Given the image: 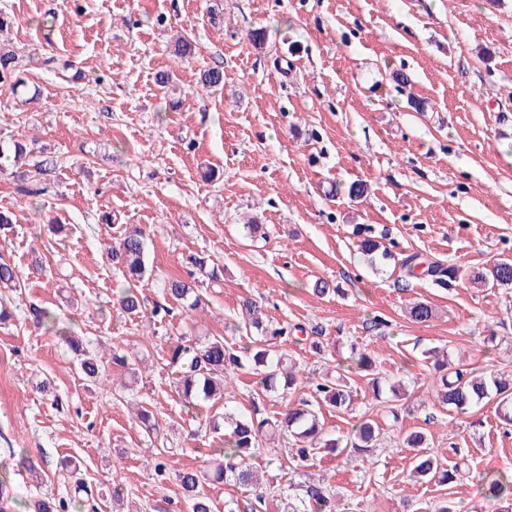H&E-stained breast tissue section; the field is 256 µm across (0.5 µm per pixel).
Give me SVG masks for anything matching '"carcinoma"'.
<instances>
[{
	"label": "carcinoma",
	"instance_id": "carcinoma-1",
	"mask_svg": "<svg viewBox=\"0 0 512 512\" xmlns=\"http://www.w3.org/2000/svg\"><path fill=\"white\" fill-rule=\"evenodd\" d=\"M201 84L205 88H218L224 84V71L215 66L203 73ZM25 86L23 71L17 53L8 45L0 44V88L11 93ZM9 152L13 155L14 171L11 175L20 183V191L29 197H38L48 191L58 160L44 153H36L27 144L14 140ZM148 234L141 227L125 230L112 247V255L123 263L124 281L116 292L117 306L130 316L144 314L138 288L147 269L145 263ZM359 253L371 265L377 257L388 256V251L380 250V245L370 239L358 244ZM193 269L188 279H170L165 282L164 294L194 310L201 301L198 289L191 279L196 275L207 278L212 283L221 280L222 269L217 264L207 266L202 257L191 258ZM422 274L429 276L434 284L447 287L460 275V268L454 264L448 266L440 262L425 265ZM474 279L481 284L494 288L512 284V260L499 259L484 270L477 272ZM25 287L21 272L7 262H0V288L17 291ZM250 316L248 327L257 332L249 337L244 345L230 344L224 337L218 336L204 342L179 344L170 349L171 363L180 365V377L174 382V389L185 407L202 410L205 404L224 398V382L236 369L248 363L264 372L259 384L258 395L277 397L295 389L297 377L292 368L286 365L284 354L277 352L278 344L288 333L287 328L264 322L257 302H243ZM28 314L33 321L47 330L57 331L64 336L66 345L76 356L81 373L97 379L102 369L97 359L87 349L84 340L66 328L59 327L57 313L48 308L32 304ZM410 318L418 323L431 320L434 316L431 305L418 301L409 307ZM351 359L367 375L371 376L374 394L381 392L380 380L374 376V361L364 350L351 347ZM443 374L436 379L435 394L440 405L448 406L462 413L474 405L491 398L497 399L501 407L512 404V381L496 374L477 373L461 365L452 369L442 364ZM352 391L339 381L322 378L310 383L308 394L297 403L287 406L275 419L259 415V407L254 405L249 414L224 408L221 421L209 418L212 430L224 429V447L218 449L219 459L211 474L197 470H184L177 479L184 491V497L190 512H213V502L205 492V480L223 482L227 485H251L257 481L255 460L265 434L280 431L291 436L295 442V455L298 461L307 465L322 454L342 456L348 452H364L377 444L381 433L379 423L364 415L352 426L349 435L342 438L328 436L321 421L322 407L338 413L350 409ZM136 418L149 429H155L156 414L149 404H136ZM403 445L412 453L413 476L427 482L448 484L454 482L459 473V465L446 468L438 454L432 451L426 436L421 431H411L403 438ZM478 482L488 492L487 499L496 504L495 512H505L502 504L512 502V472L508 470H489L478 475ZM88 493L84 479L74 481V494L69 497H46L35 504V512H67L75 495ZM307 512H342L341 500L336 492L321 485H309L305 489Z\"/></svg>",
	"mask_w": 512,
	"mask_h": 512
}]
</instances>
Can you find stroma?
<instances>
[{
    "instance_id": "35a3bbf8",
    "label": "stroma",
    "mask_w": 512,
    "mask_h": 512,
    "mask_svg": "<svg viewBox=\"0 0 512 512\" xmlns=\"http://www.w3.org/2000/svg\"><path fill=\"white\" fill-rule=\"evenodd\" d=\"M0 11L13 17L4 37L40 90L30 103L0 93V145L22 137L60 162L50 192L33 198L17 194L0 161V208L19 223L0 239V258L26 275L23 291L0 296L15 312L0 322V474L10 485L0 512L66 495L67 458L81 460L99 493L75 512H186L177 474L210 469L224 435L187 414L166 354L185 337L239 343L248 298L290 327L281 349L299 384L286 399H261L254 368L239 369L224 395L230 409L257 403L271 418L309 381L341 376L351 407L325 413L327 430L345 435L368 415L383 431L371 452L311 467L294 461L291 439L273 436L260 450L263 499L217 483L206 488L216 506L293 512L321 479L344 512H434L444 499L492 512L478 480L413 478L402 438L423 431L446 464L461 455L473 472L512 469V425L496 403L466 415L440 406L425 358L437 348L512 375V286L471 276L512 258V0H0ZM258 28L268 33L261 46L247 37ZM183 32L196 46L186 61L172 53ZM46 54L68 62L67 74L41 69ZM217 65L224 87L206 92L200 75ZM397 70L407 86L392 80ZM161 71L176 77L178 104L158 86ZM355 183L367 186L357 199ZM51 217L71 225L67 238L42 230ZM250 217L264 237L244 236ZM128 224L150 233L146 306L167 302L163 281L186 276L189 255L223 266L200 308L167 302L171 315L150 324L113 307L121 266L110 246ZM364 238L391 258L371 268L357 251ZM410 255L462 276L448 288L410 276ZM319 279L332 294L314 295ZM416 301L432 306L431 321L411 320ZM32 303L57 311L102 358L117 346L138 366L113 369L106 385L82 377L59 336L21 320ZM354 346L374 358L381 396L353 370ZM138 401L156 408L154 435L134 415ZM147 448L166 452L164 475Z\"/></svg>"
}]
</instances>
